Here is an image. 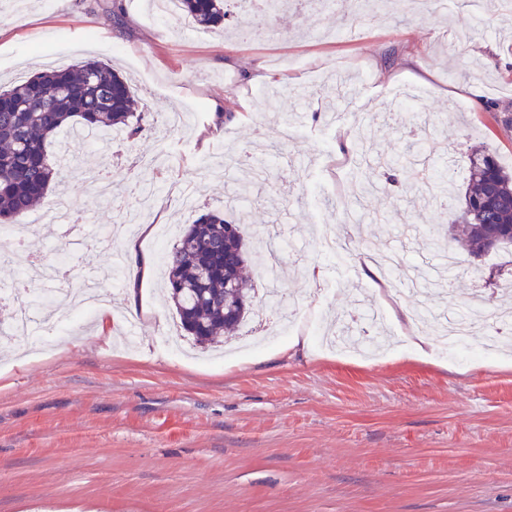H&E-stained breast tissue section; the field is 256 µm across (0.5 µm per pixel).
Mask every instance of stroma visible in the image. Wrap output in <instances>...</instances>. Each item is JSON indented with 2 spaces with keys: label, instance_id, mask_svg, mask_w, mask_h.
<instances>
[{
  "label": "stroma",
  "instance_id": "1",
  "mask_svg": "<svg viewBox=\"0 0 512 512\" xmlns=\"http://www.w3.org/2000/svg\"><path fill=\"white\" fill-rule=\"evenodd\" d=\"M144 2L0 0L1 84L106 62L131 78L149 130L95 143L62 133L73 170L35 208L38 234L0 263V289L9 288L31 252L63 244L74 279L114 298L27 356L0 340V512H512V347L491 359L414 358L406 315L419 290L379 287L364 270L397 250L406 273L435 271L444 293L423 331L435 344L444 318L473 307L512 317L500 288L512 278V247L479 258L454 248L451 268L431 244L459 212L468 153L487 150L512 170V129L492 114L512 110V0H480L476 24L456 5L415 15L385 0L378 19L370 0L329 9L293 0L265 17L271 36L248 42L233 35L246 22L234 0L220 33L185 16L149 19ZM340 77L353 95L334 114L324 95ZM188 103L170 134L168 171L132 166ZM362 140L414 177L364 190L352 161ZM245 152L274 164L241 208L222 159ZM450 159L454 197L437 211L423 197ZM91 167L110 168L112 202L81 178ZM130 179L150 197L145 223L171 228L164 243L120 223L135 205ZM318 181L340 204L310 201ZM62 196L83 231L75 241L47 217ZM217 209L264 228L250 238L248 271L256 278L276 265L290 307L257 293L246 322L205 351L181 336L159 267L173 236ZM328 235L345 264L328 260ZM371 306L385 314L377 332L392 339L374 357L320 345L299 327L276 335L285 312L358 333ZM107 316L116 324L108 337L99 329ZM295 337L307 349H290Z\"/></svg>",
  "mask_w": 512,
  "mask_h": 512
}]
</instances>
